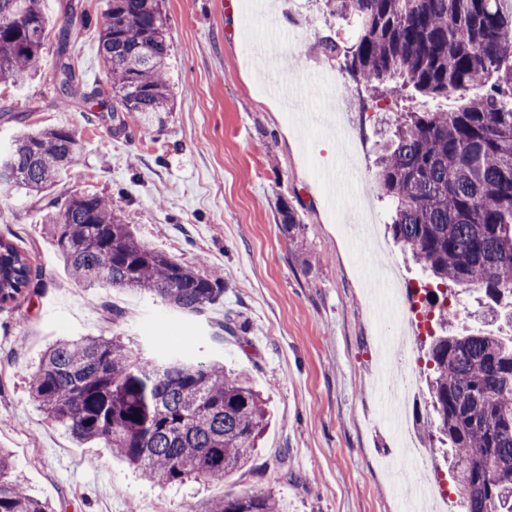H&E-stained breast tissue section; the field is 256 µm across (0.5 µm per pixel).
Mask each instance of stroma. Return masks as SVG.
Listing matches in <instances>:
<instances>
[{"label": "stroma", "mask_w": 512, "mask_h": 512, "mask_svg": "<svg viewBox=\"0 0 512 512\" xmlns=\"http://www.w3.org/2000/svg\"><path fill=\"white\" fill-rule=\"evenodd\" d=\"M92 21L70 41L81 90L107 83L99 56L106 0H79ZM171 44L173 112L151 135L120 126L106 106L59 102L54 76L58 38L49 35L38 75L27 89L0 85V148L20 123L73 130L80 151L57 190L109 197L126 223L157 250L220 271L224 295L203 314L185 315L160 301L112 288L75 284L58 260L34 195L0 188V239L28 255L43 274L38 294L0 310V448L12 449L27 488L55 512H181L184 502L226 495L271 494L288 512H401L403 479L384 459L397 452L380 417L376 385L384 333L367 293L363 258L336 224L312 157L335 162L380 224L390 210L376 193L374 159L393 115L353 113L351 133L363 146L361 170L339 165L342 144L322 129H299L256 89L270 69L248 39L294 51L288 82L313 112L330 111L335 94L314 69L325 36L347 42L353 27L329 24L322 0H281L269 20L246 32L242 0H165ZM300 222L286 230L281 205ZM123 314L113 323V311ZM233 318L237 337L222 332ZM132 339L146 355L177 351L217 359L247 373L267 400L270 423L261 448L226 479L159 487L113 456L81 444L53 424L29 395L35 366L62 336ZM428 337L392 360L413 372L407 428L425 447L420 426L430 411Z\"/></svg>", "instance_id": "35a3bbf8"}]
</instances>
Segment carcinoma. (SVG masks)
I'll list each match as a JSON object with an SVG mask.
<instances>
[{"instance_id": "obj_1", "label": "carcinoma", "mask_w": 512, "mask_h": 512, "mask_svg": "<svg viewBox=\"0 0 512 512\" xmlns=\"http://www.w3.org/2000/svg\"><path fill=\"white\" fill-rule=\"evenodd\" d=\"M163 0H107L99 53L110 74L112 117L145 134L173 111L169 18ZM331 21L355 30L347 70L395 103L405 89L428 98L458 92L457 108L395 113L375 181L392 210L389 229L448 302L453 286L478 293L480 314L512 328V4L508 0H326ZM51 29L44 0H0V84L22 87ZM76 32H58L55 81L76 95L64 60ZM79 142L67 128H23L0 153V185L42 195L43 224L70 278L158 299L189 315L224 296V278L203 275L153 248L95 192L49 194ZM43 286L42 271L0 241V309ZM430 339L428 436L448 441L463 512H512V336L482 328L448 334L439 309ZM48 419L78 442H95L141 478L167 486L221 480L244 466L267 425L266 402L247 378L216 364L141 356L117 338H62L41 357L30 388ZM0 512H52L0 448ZM205 512H288L270 494L223 497Z\"/></svg>"}]
</instances>
